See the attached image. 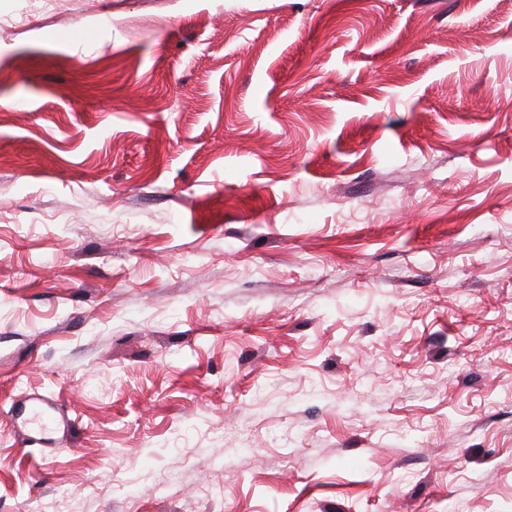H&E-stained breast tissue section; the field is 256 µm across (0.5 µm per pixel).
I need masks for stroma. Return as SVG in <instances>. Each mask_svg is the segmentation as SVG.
<instances>
[{
  "label": "stroma",
  "instance_id": "obj_1",
  "mask_svg": "<svg viewBox=\"0 0 512 512\" xmlns=\"http://www.w3.org/2000/svg\"><path fill=\"white\" fill-rule=\"evenodd\" d=\"M0 512H512V0H0Z\"/></svg>",
  "mask_w": 512,
  "mask_h": 512
}]
</instances>
